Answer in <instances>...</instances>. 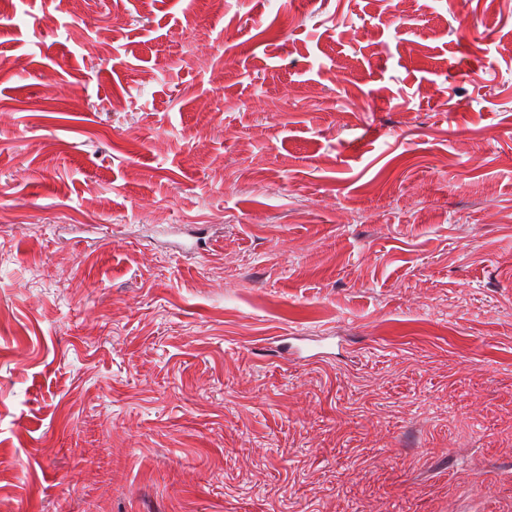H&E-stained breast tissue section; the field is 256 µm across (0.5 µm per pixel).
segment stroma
Returning <instances> with one entry per match:
<instances>
[{
    "instance_id": "1",
    "label": "stroma",
    "mask_w": 512,
    "mask_h": 512,
    "mask_svg": "<svg viewBox=\"0 0 512 512\" xmlns=\"http://www.w3.org/2000/svg\"><path fill=\"white\" fill-rule=\"evenodd\" d=\"M510 413L512 0H0V512H512Z\"/></svg>"
}]
</instances>
